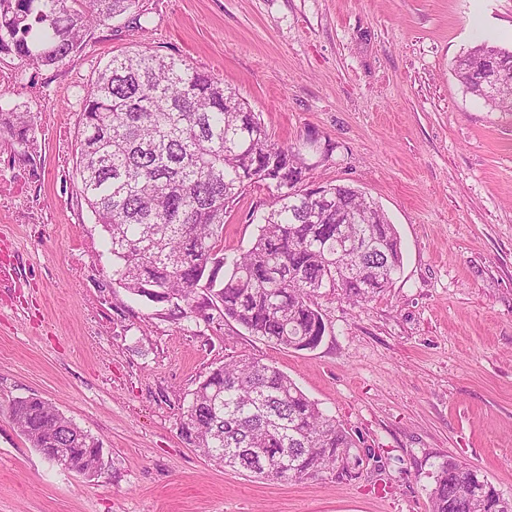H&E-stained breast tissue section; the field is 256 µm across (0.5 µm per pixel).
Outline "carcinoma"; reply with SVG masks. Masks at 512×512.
Returning a JSON list of instances; mask_svg holds the SVG:
<instances>
[{
	"label": "carcinoma",
	"instance_id": "obj_1",
	"mask_svg": "<svg viewBox=\"0 0 512 512\" xmlns=\"http://www.w3.org/2000/svg\"><path fill=\"white\" fill-rule=\"evenodd\" d=\"M128 15L139 0H0V55L32 66L80 51L88 32ZM512 71V51L483 42L456 64L467 91L496 110L480 75ZM29 111L0 112V132L19 143ZM75 174L78 190L112 254V284L181 317L234 321L296 351L322 341L317 297L329 288L348 302L384 292L401 268L398 232L359 188L329 184L323 198L288 194L306 182L300 150L276 141L235 92L183 59L146 50L112 56L83 98ZM271 190L254 217L250 246L224 253V217L251 186ZM11 420L46 459L97 472L100 442L52 404L29 397ZM182 438L208 459L270 482L323 472L352 475L355 442L288 374L255 358L214 369L192 390L179 418ZM474 468L452 458L437 468L431 512H469Z\"/></svg>",
	"mask_w": 512,
	"mask_h": 512
}]
</instances>
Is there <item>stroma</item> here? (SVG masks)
Listing matches in <instances>:
<instances>
[{
	"label": "stroma",
	"instance_id": "stroma-1",
	"mask_svg": "<svg viewBox=\"0 0 512 512\" xmlns=\"http://www.w3.org/2000/svg\"><path fill=\"white\" fill-rule=\"evenodd\" d=\"M144 27L99 26L83 49L22 74L34 141L0 137V179L31 212L0 213V512H429L447 459L512 499V112L486 106L455 62L512 50V0H140ZM183 58L235 91L313 185L349 183L385 212L403 264L390 288L317 302L320 345L293 351L235 322L176 318L112 284V256L72 176L78 114L112 55ZM256 185L224 219L246 248ZM284 371L352 436L353 476L261 481L189 446L179 413L225 359ZM38 396L98 438L88 478L48 462L9 418Z\"/></svg>",
	"mask_w": 512,
	"mask_h": 512
}]
</instances>
